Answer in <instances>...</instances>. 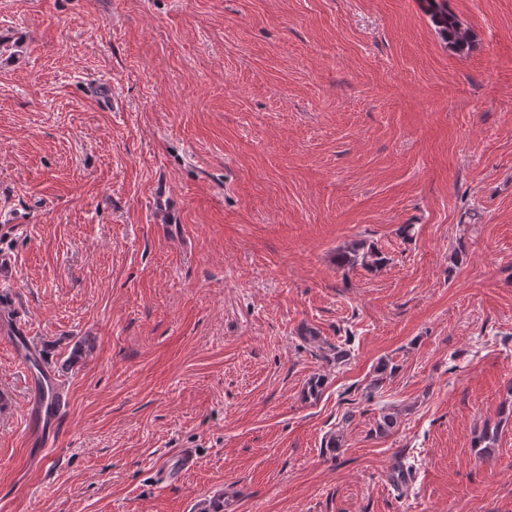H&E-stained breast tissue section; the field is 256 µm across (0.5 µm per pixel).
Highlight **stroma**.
<instances>
[{
  "instance_id": "35a3bbf8",
  "label": "stroma",
  "mask_w": 512,
  "mask_h": 512,
  "mask_svg": "<svg viewBox=\"0 0 512 512\" xmlns=\"http://www.w3.org/2000/svg\"><path fill=\"white\" fill-rule=\"evenodd\" d=\"M447 5L468 55L423 0H0V324L65 402L29 445L0 335V512H512V0ZM427 12L444 40L459 54H465L470 46V34L455 15L448 12L446 0H424ZM388 257L374 243L354 241L336 251V267L344 272L361 268L366 271L381 269Z\"/></svg>"
}]
</instances>
